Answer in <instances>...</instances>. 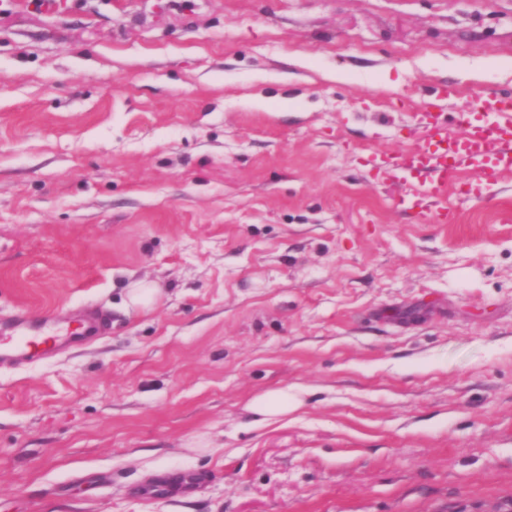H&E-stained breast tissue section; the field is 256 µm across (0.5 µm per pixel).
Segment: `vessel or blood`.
Wrapping results in <instances>:
<instances>
[{"instance_id": "1", "label": "vessel or blood", "mask_w": 512, "mask_h": 512, "mask_svg": "<svg viewBox=\"0 0 512 512\" xmlns=\"http://www.w3.org/2000/svg\"><path fill=\"white\" fill-rule=\"evenodd\" d=\"M454 94L447 88L425 102L419 117L426 143L405 148L387 163L393 173L413 180L399 206L419 209L442 222L450 216L442 199L461 169L476 174L464 192L474 200L512 172V93L471 102L462 113L460 134L452 135L445 105ZM106 324L105 314L97 310L64 325L56 315L18 309L0 319V366L30 364L64 348L84 347L104 334Z\"/></svg>"}]
</instances>
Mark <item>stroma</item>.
Here are the masks:
<instances>
[{
	"label": "stroma",
	"mask_w": 512,
	"mask_h": 512,
	"mask_svg": "<svg viewBox=\"0 0 512 512\" xmlns=\"http://www.w3.org/2000/svg\"><path fill=\"white\" fill-rule=\"evenodd\" d=\"M448 83L512 0H0V317H112L0 368V512H512V173L384 177ZM251 405L262 416L260 422L267 423L285 417L295 408L288 391L273 390L255 398Z\"/></svg>",
	"instance_id": "1"
}]
</instances>
